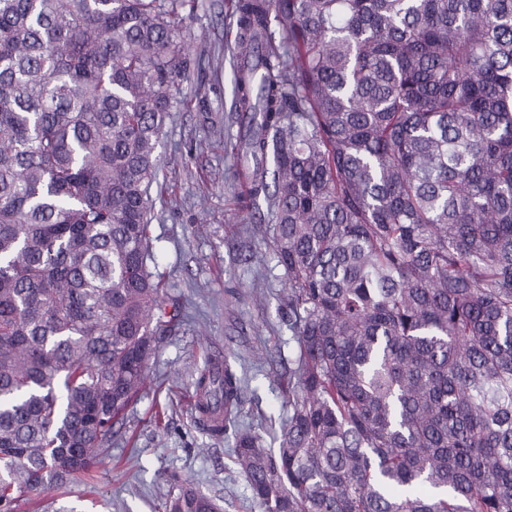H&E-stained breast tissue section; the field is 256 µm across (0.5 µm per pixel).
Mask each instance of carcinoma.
Listing matches in <instances>:
<instances>
[{
    "instance_id": "carcinoma-1",
    "label": "carcinoma",
    "mask_w": 512,
    "mask_h": 512,
    "mask_svg": "<svg viewBox=\"0 0 512 512\" xmlns=\"http://www.w3.org/2000/svg\"><path fill=\"white\" fill-rule=\"evenodd\" d=\"M193 0H0V512L109 452L160 340L151 190ZM241 208L297 347L262 512H512V0H235ZM281 27L275 36L272 23ZM163 512H220L181 478Z\"/></svg>"
}]
</instances>
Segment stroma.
<instances>
[{"mask_svg": "<svg viewBox=\"0 0 512 512\" xmlns=\"http://www.w3.org/2000/svg\"><path fill=\"white\" fill-rule=\"evenodd\" d=\"M235 31L232 0H197L185 37L205 53L184 84L191 100L174 103L159 147L165 192L150 226L155 270L169 296L184 303L188 322L151 355L125 432L113 438L92 479L70 482L48 512H163L175 475L224 512H260L228 443L213 441L194 411L198 372L209 359H227L248 387L239 424L277 448L295 355L283 271L237 206Z\"/></svg>", "mask_w": 512, "mask_h": 512, "instance_id": "stroma-1", "label": "stroma"}]
</instances>
